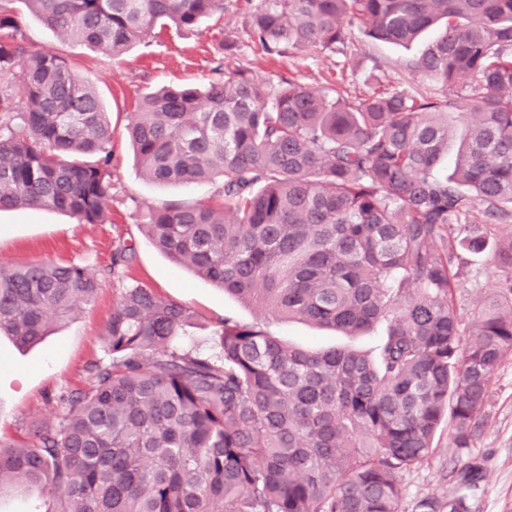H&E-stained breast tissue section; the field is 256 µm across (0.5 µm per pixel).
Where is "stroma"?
<instances>
[{
    "label": "stroma",
    "mask_w": 512,
    "mask_h": 512,
    "mask_svg": "<svg viewBox=\"0 0 512 512\" xmlns=\"http://www.w3.org/2000/svg\"><path fill=\"white\" fill-rule=\"evenodd\" d=\"M241 0H224L223 19L204 18L190 30L169 28L155 32L122 56L112 58L86 47L62 41L17 0L20 33L30 43L65 55L96 88L112 123L111 221L80 224L70 216L46 209L0 211V263L20 265L55 258L98 270L111 261L119 245L133 246V259L122 279L105 282L94 301L72 320L54 326L40 343L20 349L0 337V435L10 437L22 427L45 419L47 401L84 388L88 368L104 355L103 328L112 303L122 288L143 285L162 297L192 308L198 326L189 344L198 352L211 351V332L219 320L231 316L256 323L270 335L301 348L347 346L375 354L385 331L376 324L360 336H343L298 321H285L266 308L244 302L198 279L172 262L141 232L148 210L171 203L204 204L217 192L218 182L158 185L145 180L126 137V126L140 94L164 85H206L215 66L242 67L263 79H297L308 85L334 87L361 98L380 85L409 81L424 90L420 78L407 77L403 60L420 56L436 38L428 31L411 44L372 42L355 33L345 52L297 51L273 59L251 45L244 30ZM236 42L225 52V41ZM456 299L462 322H469L479 301L490 293L497 277L487 252L458 251ZM471 454L482 464L483 477L469 502L470 512H512V360L500 365L493 377L480 428ZM458 456L440 427L434 452L424 464L405 473L401 482L403 512H417L424 498H447L450 473Z\"/></svg>",
    "instance_id": "1"
}]
</instances>
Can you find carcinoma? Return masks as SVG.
I'll use <instances>...</instances> for the list:
<instances>
[{"mask_svg":"<svg viewBox=\"0 0 512 512\" xmlns=\"http://www.w3.org/2000/svg\"><path fill=\"white\" fill-rule=\"evenodd\" d=\"M0 0V210L35 207L106 223L112 127L97 91L56 51L19 37ZM60 38L120 56L155 29L194 28L224 0H23ZM441 34L364 98L217 66L202 91L143 94L126 126L143 177L212 181L211 204L149 210L152 244L200 279L274 315L358 335L375 358L299 349L226 316L212 353L180 345L189 307L133 285L114 299L104 357L48 420L0 437V493L53 486L56 512H401L403 473L448 435L465 462L448 498L469 512V457L492 377L512 359V0H258L244 30L268 55L341 50L354 30L406 44ZM467 121L451 174L449 118ZM492 241L499 278L467 329L457 248ZM0 263V335L36 342L128 266Z\"/></svg>","mask_w":512,"mask_h":512,"instance_id":"cac0c4a2","label":"carcinoma"}]
</instances>
